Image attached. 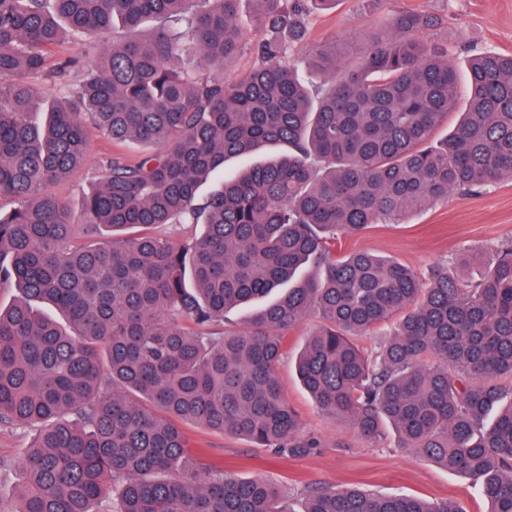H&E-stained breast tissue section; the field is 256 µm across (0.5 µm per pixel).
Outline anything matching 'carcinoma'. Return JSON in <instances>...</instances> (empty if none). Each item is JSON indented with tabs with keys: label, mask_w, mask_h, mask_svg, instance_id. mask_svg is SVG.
I'll return each mask as SVG.
<instances>
[{
	"label": "carcinoma",
	"mask_w": 512,
	"mask_h": 512,
	"mask_svg": "<svg viewBox=\"0 0 512 512\" xmlns=\"http://www.w3.org/2000/svg\"><path fill=\"white\" fill-rule=\"evenodd\" d=\"M0 0V423L36 428L10 512H292L263 478L213 469L179 424L301 456L305 436L276 377L290 332L321 325L295 371L318 409L470 479L512 512V241L468 283L423 277L341 237L512 179V53H477L461 76L441 24L402 10L356 61L332 39L298 75L311 0ZM149 33L137 37L146 23ZM87 37L93 67L59 55ZM254 58L227 81L241 51ZM44 99L34 79L65 83ZM467 108L453 111L459 80ZM96 134L112 153L80 215L52 191ZM260 160L207 195L231 159ZM168 224L201 228L179 243ZM274 298L245 330L225 314ZM390 326L368 354L356 337ZM112 494V510L102 508ZM301 512H462L355 486H313Z\"/></svg>",
	"instance_id": "1"
}]
</instances>
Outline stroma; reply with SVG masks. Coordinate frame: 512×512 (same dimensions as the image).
Listing matches in <instances>:
<instances>
[{
  "mask_svg": "<svg viewBox=\"0 0 512 512\" xmlns=\"http://www.w3.org/2000/svg\"><path fill=\"white\" fill-rule=\"evenodd\" d=\"M404 9L436 13L442 23L429 31L431 40L448 46V60L464 71L467 58L477 52L512 51V0H375L362 8L359 0H337L335 7L311 10L300 57L332 38L344 40L360 52L367 30L378 20ZM109 147L91 139L84 167L57 186V193L79 205L93 178L103 173ZM512 237V181L503 180L482 193L452 198L412 213L400 224H375L362 233L336 242L337 254L363 250L406 264L420 274L447 264L477 280L481 267L465 265V258ZM320 324L316 316L302 320L288 334L276 374L289 404L298 412L303 434L319 440L317 451L297 457H273L243 437L220 435L193 424L182 431L205 461L243 478L261 476L286 493L293 512H301V488L311 484L355 485L370 493L404 494L430 501L454 500L463 512H488L490 505L464 476L448 471L412 451L399 447L392 428L369 439L348 422L323 415L298 381L294 356ZM34 428L0 424V507H14L22 481L21 453L30 446Z\"/></svg>",
  "mask_w": 512,
  "mask_h": 512,
  "instance_id": "1",
  "label": "stroma"
}]
</instances>
